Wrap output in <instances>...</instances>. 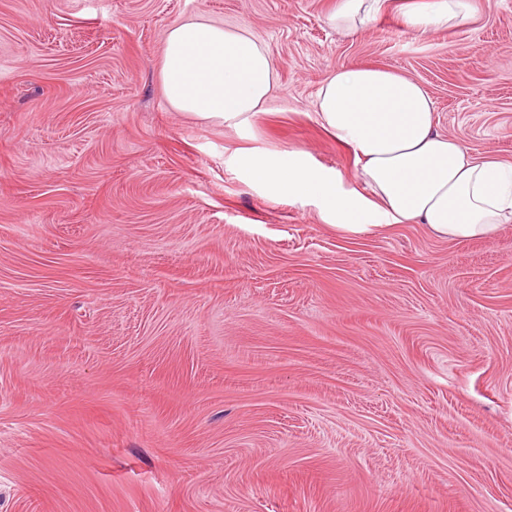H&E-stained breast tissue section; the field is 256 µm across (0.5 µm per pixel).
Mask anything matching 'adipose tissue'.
Wrapping results in <instances>:
<instances>
[{
  "label": "adipose tissue",
  "mask_w": 512,
  "mask_h": 512,
  "mask_svg": "<svg viewBox=\"0 0 512 512\" xmlns=\"http://www.w3.org/2000/svg\"><path fill=\"white\" fill-rule=\"evenodd\" d=\"M383 0H336L330 24L346 33L367 29ZM475 0H429L410 10L415 34L462 23ZM163 92L176 111L227 126L259 113L275 81V64L245 29L229 30L193 18L163 39ZM316 117L336 141L360 157L369 195L342 187L340 174L314 167L306 152L242 153L251 183L270 195L314 202L328 223L363 230L388 221L426 225L453 241L491 240L512 224V166L479 157L433 120V101L416 80L391 70L347 66L323 80Z\"/></svg>",
  "instance_id": "obj_1"
}]
</instances>
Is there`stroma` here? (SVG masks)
Returning <instances> with one entry per match:
<instances>
[{"mask_svg": "<svg viewBox=\"0 0 512 512\" xmlns=\"http://www.w3.org/2000/svg\"><path fill=\"white\" fill-rule=\"evenodd\" d=\"M418 2L349 35L336 0H0V512H512V224L343 229L237 162L363 191L313 106L360 65L512 164V0L423 36ZM192 17L274 59L249 126L165 99Z\"/></svg>", "mask_w": 512, "mask_h": 512, "instance_id": "1", "label": "stroma"}]
</instances>
